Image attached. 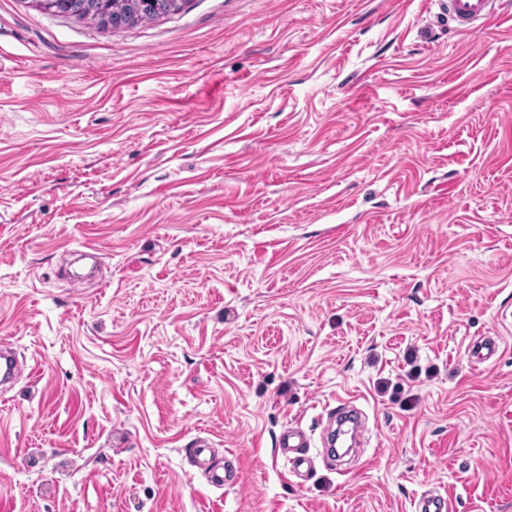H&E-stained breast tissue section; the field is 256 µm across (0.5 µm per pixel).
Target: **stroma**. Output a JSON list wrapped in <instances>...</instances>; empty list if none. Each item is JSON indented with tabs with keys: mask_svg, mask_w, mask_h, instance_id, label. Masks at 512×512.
Returning a JSON list of instances; mask_svg holds the SVG:
<instances>
[{
	"mask_svg": "<svg viewBox=\"0 0 512 512\" xmlns=\"http://www.w3.org/2000/svg\"><path fill=\"white\" fill-rule=\"evenodd\" d=\"M180 3L0 0V342L36 367L0 391V512H512V0L474 33L431 0ZM340 398L370 429L342 473ZM310 447V435L295 422L284 428L277 442L276 455L284 457L289 475L297 481H306L314 469ZM211 449L212 444L207 439H198L190 451L193 464L203 471L208 482L213 486L223 487L224 485H231L233 482H231V477L226 471L220 473L215 467H212L210 458H207V452L211 453Z\"/></svg>",
	"mask_w": 512,
	"mask_h": 512,
	"instance_id": "stroma-1",
	"label": "stroma"
}]
</instances>
